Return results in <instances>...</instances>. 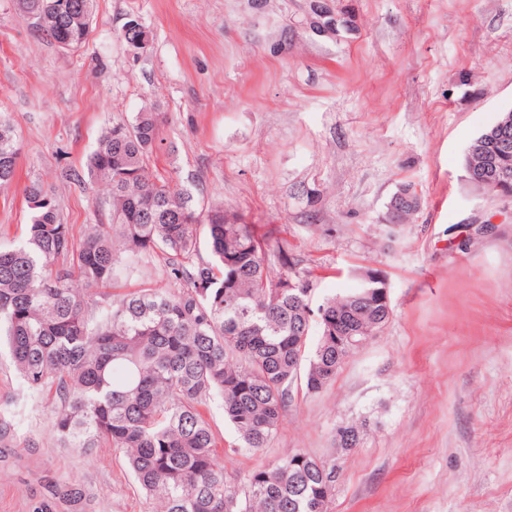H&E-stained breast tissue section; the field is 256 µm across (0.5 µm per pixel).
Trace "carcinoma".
I'll list each match as a JSON object with an SVG mask.
<instances>
[{
	"label": "carcinoma",
	"instance_id": "obj_1",
	"mask_svg": "<svg viewBox=\"0 0 512 512\" xmlns=\"http://www.w3.org/2000/svg\"><path fill=\"white\" fill-rule=\"evenodd\" d=\"M61 2L17 6L59 47L78 48L91 23L59 22ZM161 123L162 113L149 107L105 130L87 173L110 187L112 223L88 225L78 246L53 198L39 185L28 188L25 238L0 248V337L26 389L51 397L56 441L86 455L103 447L120 453L156 512H329L336 471L305 453L227 477L207 409L215 398L223 402L237 433L234 452L265 448L291 387L320 391L352 355L337 350L336 335L365 340L389 321L386 278L368 269L353 291L316 307L308 279L272 278L252 225L227 223L224 206H201L191 191L149 170ZM490 131L466 149L469 177L496 158ZM18 158L13 126L0 118V187L16 179ZM398 193L386 211L397 220L394 236L418 198L410 183ZM202 234L208 261L194 260ZM157 251L185 283L179 293L148 287L110 302L94 298L111 283L118 254ZM314 321L320 337L313 345ZM362 433L338 428L337 447H356Z\"/></svg>",
	"mask_w": 512,
	"mask_h": 512
}]
</instances>
